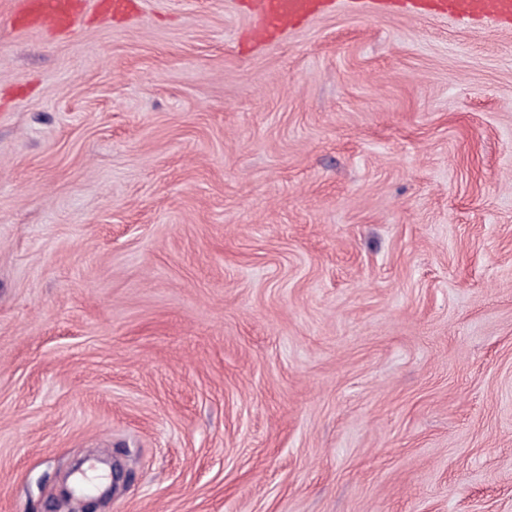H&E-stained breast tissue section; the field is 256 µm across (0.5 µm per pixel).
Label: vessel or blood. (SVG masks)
<instances>
[{
  "label": "vessel or blood",
  "mask_w": 512,
  "mask_h": 512,
  "mask_svg": "<svg viewBox=\"0 0 512 512\" xmlns=\"http://www.w3.org/2000/svg\"><path fill=\"white\" fill-rule=\"evenodd\" d=\"M357 14L378 15L397 9L422 16L447 15L464 22L491 21L512 28V0H344ZM333 0H246L260 42L272 43L283 34L322 16ZM82 15L79 0H20L19 25H49L57 32L73 31Z\"/></svg>",
  "instance_id": "1"
}]
</instances>
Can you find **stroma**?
Listing matches in <instances>:
<instances>
[{
  "mask_svg": "<svg viewBox=\"0 0 512 512\" xmlns=\"http://www.w3.org/2000/svg\"><path fill=\"white\" fill-rule=\"evenodd\" d=\"M96 3L0 0V512H512V31ZM78 0H21L15 12L20 26L47 24L56 32L73 31L82 15Z\"/></svg>",
  "mask_w": 512,
  "mask_h": 512,
  "instance_id": "35a3bbf8",
  "label": "stroma"
}]
</instances>
